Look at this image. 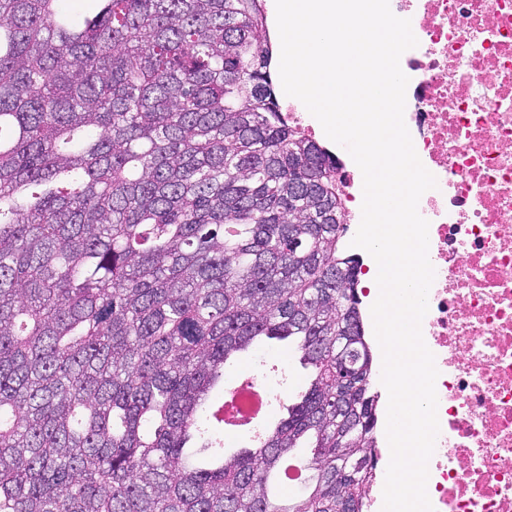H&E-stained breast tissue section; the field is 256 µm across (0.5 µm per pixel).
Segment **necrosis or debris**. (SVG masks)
<instances>
[{
  "mask_svg": "<svg viewBox=\"0 0 512 512\" xmlns=\"http://www.w3.org/2000/svg\"><path fill=\"white\" fill-rule=\"evenodd\" d=\"M417 47L404 119L437 180L420 198L435 280L422 332L435 356V512H512V0H389ZM349 234L358 166L337 148Z\"/></svg>",
  "mask_w": 512,
  "mask_h": 512,
  "instance_id": "necrosis-or-debris-1",
  "label": "necrosis or debris"
}]
</instances>
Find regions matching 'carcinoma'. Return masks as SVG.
Listing matches in <instances>:
<instances>
[{"instance_id": "1", "label": "carcinoma", "mask_w": 512, "mask_h": 512, "mask_svg": "<svg viewBox=\"0 0 512 512\" xmlns=\"http://www.w3.org/2000/svg\"><path fill=\"white\" fill-rule=\"evenodd\" d=\"M62 5L0 0V512H363L361 261L264 0ZM262 337L309 384L226 458L212 393ZM265 8L268 15V25H269V33L271 40L275 47V56H274V78L276 83V91L277 96L280 102L281 107L284 111L288 112V125L303 131L305 134L313 136L315 135L314 124L309 121L306 114L302 112V110L298 107L297 104L289 102L295 100V98L288 97L284 94L281 81L278 73V66L280 60V49L277 42V24H276V8H275V0H266ZM288 107V108H287Z\"/></svg>"}]
</instances>
